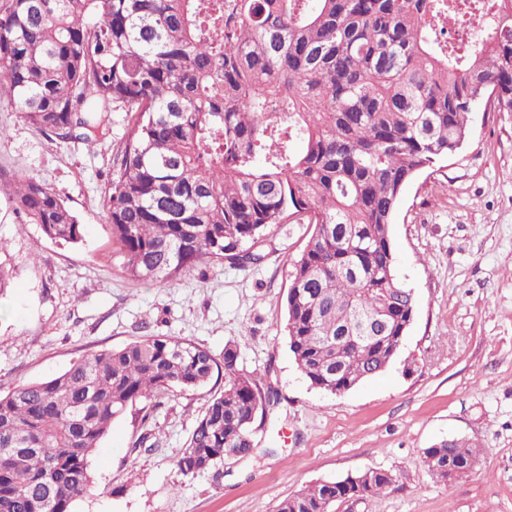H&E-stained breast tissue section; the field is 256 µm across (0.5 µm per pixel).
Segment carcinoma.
I'll return each mask as SVG.
<instances>
[{
	"instance_id": "carcinoma-1",
	"label": "carcinoma",
	"mask_w": 512,
	"mask_h": 512,
	"mask_svg": "<svg viewBox=\"0 0 512 512\" xmlns=\"http://www.w3.org/2000/svg\"><path fill=\"white\" fill-rule=\"evenodd\" d=\"M464 32L447 35L450 18ZM38 131L88 142L110 107L132 113L106 221L127 273L169 282L204 262L239 268L284 224L313 228L285 299L289 350L334 394L383 372L415 314L397 278L392 224L413 179L455 154L479 103L512 112V0H0V91ZM51 240L83 224L50 188L9 186ZM176 336L87 355L0 395V512H71L92 488L89 456L112 421L145 400L212 394L176 460L220 473L255 445L280 401L239 368ZM482 449H422L448 483ZM386 470L319 482L276 512H332L381 495Z\"/></svg>"
}]
</instances>
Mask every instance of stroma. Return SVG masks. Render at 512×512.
Returning a JSON list of instances; mask_svg holds the SVG:
<instances>
[{"instance_id": "1", "label": "stroma", "mask_w": 512, "mask_h": 512, "mask_svg": "<svg viewBox=\"0 0 512 512\" xmlns=\"http://www.w3.org/2000/svg\"><path fill=\"white\" fill-rule=\"evenodd\" d=\"M129 113H109L85 144L46 136L0 107V180L34 178L75 211L83 239H48L0 190V260L11 279L0 297V394L42 381L96 351L143 336H177L272 386L278 405L254 424L252 456L222 476L175 465L207 390L133 406L89 458L92 488L72 512H275L323 480L392 472L385 494L332 512H512V112L471 114L463 147L407 187L392 226L401 282L416 314L381 375L342 395L310 386L284 331L293 264L310 234L281 226L259 265L197 266L170 283L127 274L105 220V191L121 163ZM148 444L136 447L140 436ZM449 437L481 445L479 467L446 484L422 461Z\"/></svg>"}]
</instances>
